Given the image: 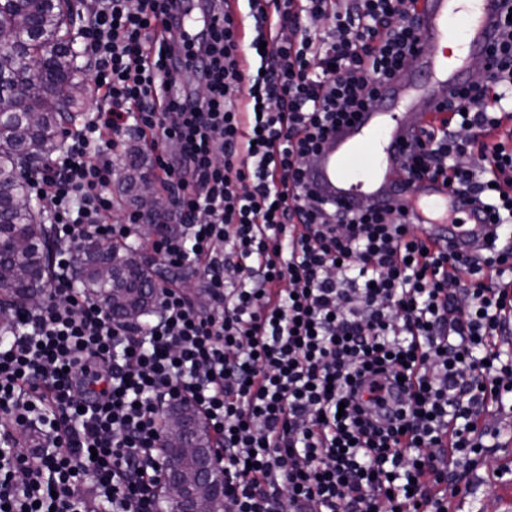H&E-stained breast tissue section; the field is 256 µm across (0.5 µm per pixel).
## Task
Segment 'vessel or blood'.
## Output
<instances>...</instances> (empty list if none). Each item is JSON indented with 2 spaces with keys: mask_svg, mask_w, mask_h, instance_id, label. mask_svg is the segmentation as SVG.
Segmentation results:
<instances>
[{
  "mask_svg": "<svg viewBox=\"0 0 512 512\" xmlns=\"http://www.w3.org/2000/svg\"><path fill=\"white\" fill-rule=\"evenodd\" d=\"M505 10V0H423L422 50L411 75L385 84L353 122L337 129L310 173L323 197L346 208L396 202L432 239L453 238L459 250L474 254L487 247L490 226L484 216L444 183L407 187L403 161L413 136L436 120L433 106L485 65ZM452 42L458 51L449 50ZM455 211L466 213L465 223H451Z\"/></svg>",
  "mask_w": 512,
  "mask_h": 512,
  "instance_id": "b4317fda",
  "label": "vessel or blood"
}]
</instances>
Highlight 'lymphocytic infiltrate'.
I'll use <instances>...</instances> for the list:
<instances>
[{
  "label": "lymphocytic infiltrate",
  "instance_id": "lymphocytic-infiltrate-1",
  "mask_svg": "<svg viewBox=\"0 0 512 512\" xmlns=\"http://www.w3.org/2000/svg\"><path fill=\"white\" fill-rule=\"evenodd\" d=\"M174 2L90 0L94 106L30 182L55 276L0 340V507L158 512L163 413L187 402L215 440L224 512H449L487 452L483 417L512 394V243L430 248L392 210H341L305 182L325 138L405 67L418 0H247L248 28L208 0L169 42ZM444 110L407 177L448 182L505 228L512 18ZM132 133L169 201L160 255L201 271L207 301L163 285L128 322L75 288L71 255L150 223L113 215ZM36 421L42 441L21 451Z\"/></svg>",
  "mask_w": 512,
  "mask_h": 512
}]
</instances>
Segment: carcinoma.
<instances>
[{"instance_id":"cac0c4a2","label":"carcinoma","mask_w":512,"mask_h":512,"mask_svg":"<svg viewBox=\"0 0 512 512\" xmlns=\"http://www.w3.org/2000/svg\"><path fill=\"white\" fill-rule=\"evenodd\" d=\"M74 13L62 0H0V31L12 36L0 46V235L13 247L0 249V315L10 307L40 297L52 278L54 243L41 218L39 202L17 171L44 164L58 134L85 108L83 67L74 65L69 35ZM63 89L64 100L53 93ZM144 161L132 155L122 167L121 189L134 203L149 190ZM134 246L100 245L75 268L85 293L113 317L136 321L150 309L159 282L134 264ZM178 427L196 447H213L198 411L184 403L171 407L162 421L164 433ZM206 454L185 458L182 475L192 479Z\"/></svg>"}]
</instances>
